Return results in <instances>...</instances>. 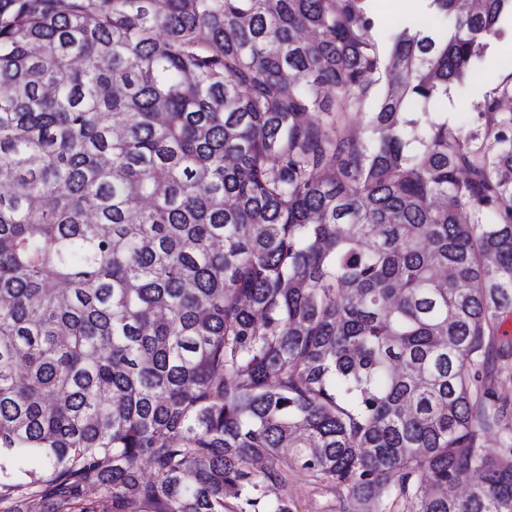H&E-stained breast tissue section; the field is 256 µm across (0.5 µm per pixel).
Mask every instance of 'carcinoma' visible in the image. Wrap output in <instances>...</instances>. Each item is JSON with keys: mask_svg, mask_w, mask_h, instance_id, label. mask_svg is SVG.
Returning <instances> with one entry per match:
<instances>
[{"mask_svg": "<svg viewBox=\"0 0 512 512\" xmlns=\"http://www.w3.org/2000/svg\"><path fill=\"white\" fill-rule=\"evenodd\" d=\"M426 2L0 0L7 512H512V73L405 111L512 0ZM406 3L410 4V8L401 12V14L393 17L392 19H386L381 16L377 8V2H370L372 10L377 13L383 19L384 28H393L403 23L419 20L424 18L426 8H424L425 2L422 0H405ZM512 21L511 38L507 34L503 39L493 40L486 51L488 59L502 63L506 68L487 69L481 64H476L465 83L451 89L448 99L439 107L438 112H432V116L438 120L448 118V126L468 129L476 124L477 114L474 105L478 98L486 91L496 86L512 71V59L502 57L512 55ZM506 44V45H505ZM501 48L500 54V47ZM288 491L294 503L293 512H339V491L327 483L313 484L299 468L288 469Z\"/></svg>", "mask_w": 512, "mask_h": 512, "instance_id": "carcinoma-1", "label": "carcinoma"}]
</instances>
